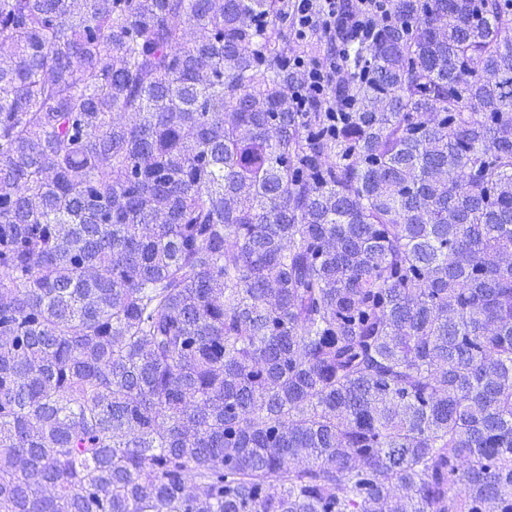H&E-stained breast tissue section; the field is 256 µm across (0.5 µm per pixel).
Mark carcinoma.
<instances>
[{
  "mask_svg": "<svg viewBox=\"0 0 512 512\" xmlns=\"http://www.w3.org/2000/svg\"><path fill=\"white\" fill-rule=\"evenodd\" d=\"M390 7L0 0V512H512V0ZM287 5L288 20L283 22L288 51L295 48L291 28L297 43L321 40L324 49L306 58L307 55L292 54L288 67L297 72L300 81V103L306 108L308 99H320L324 91L332 85L339 71L338 56L342 55L343 41H336V21L341 18L347 28V38L366 36L371 26L390 20L389 0H355L356 4L344 11V0H284ZM289 21V23H288ZM291 25V28L289 27Z\"/></svg>",
  "mask_w": 512,
  "mask_h": 512,
  "instance_id": "1",
  "label": "carcinoma"
}]
</instances>
